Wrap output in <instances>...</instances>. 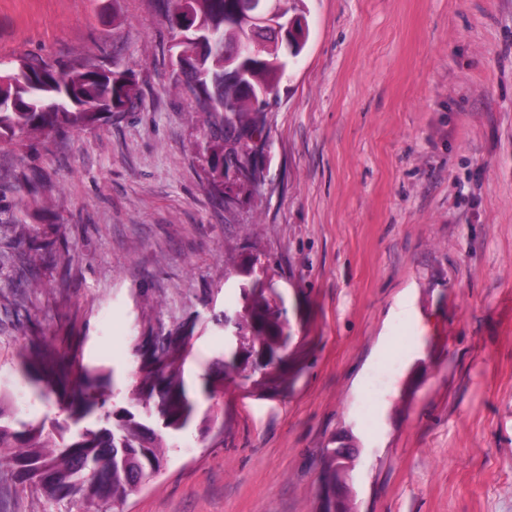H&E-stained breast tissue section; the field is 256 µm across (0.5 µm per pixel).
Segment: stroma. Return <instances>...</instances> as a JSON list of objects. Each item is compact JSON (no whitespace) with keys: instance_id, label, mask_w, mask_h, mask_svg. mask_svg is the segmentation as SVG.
Wrapping results in <instances>:
<instances>
[{"instance_id":"stroma-1","label":"stroma","mask_w":512,"mask_h":512,"mask_svg":"<svg viewBox=\"0 0 512 512\" xmlns=\"http://www.w3.org/2000/svg\"><path fill=\"white\" fill-rule=\"evenodd\" d=\"M299 7L262 190L228 205L161 0H0V60L92 63L138 91L0 145V389L38 336L73 337L122 387L136 337L189 327L198 387L241 286L269 280L293 383L255 390L242 364L223 426L173 437L116 512H318L341 447L355 512H512V0Z\"/></svg>"}]
</instances>
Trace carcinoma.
Returning a JSON list of instances; mask_svg holds the SVG:
<instances>
[{
    "label": "carcinoma",
    "mask_w": 512,
    "mask_h": 512,
    "mask_svg": "<svg viewBox=\"0 0 512 512\" xmlns=\"http://www.w3.org/2000/svg\"><path fill=\"white\" fill-rule=\"evenodd\" d=\"M172 6L171 22L189 12L201 29L224 34V53L198 55L196 46H181L196 65L185 74L199 109L208 117V133L217 140L213 168L224 170V157L235 155L240 138L264 127L254 102L275 90L287 64L281 48L270 44L259 58L245 62L242 77L224 80V69L246 32L231 24L232 13L259 0H163ZM136 97V85L116 82L114 71L94 65L60 68L23 58L0 70V144L32 131L76 132L122 112ZM244 305L224 314V332L238 338L224 354L222 369L205 371L200 393L210 402L200 411L190 395L185 365L194 358V336L177 329L158 332L147 344L134 341L133 367L125 398L156 418V429L129 410L112 418L105 386L111 372L80 362L78 347L58 345L39 336L17 354L18 369L41 400H54L63 422L17 417L10 397L0 392V481L47 502L67 503V512H114L116 506L169 462V442L194 423L207 432L219 420L216 406L224 398V381L238 371L242 354L276 357L287 350L281 312L271 305L270 291L252 285L241 292Z\"/></svg>",
    "instance_id": "obj_1"
}]
</instances>
